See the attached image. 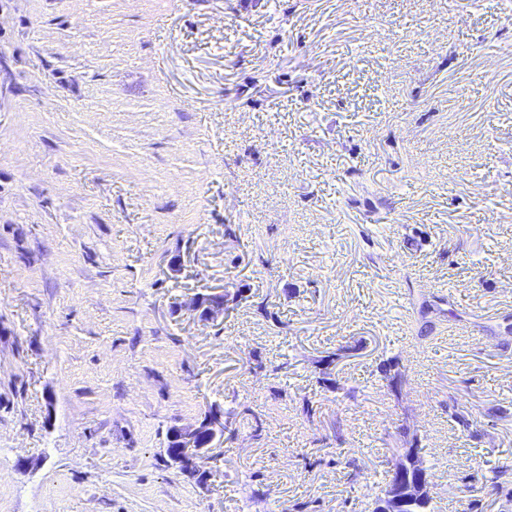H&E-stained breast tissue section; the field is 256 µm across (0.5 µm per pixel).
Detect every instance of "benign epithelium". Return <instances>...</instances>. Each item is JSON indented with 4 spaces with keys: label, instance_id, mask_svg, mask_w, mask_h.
Instances as JSON below:
<instances>
[{
    "label": "benign epithelium",
    "instance_id": "1",
    "mask_svg": "<svg viewBox=\"0 0 512 512\" xmlns=\"http://www.w3.org/2000/svg\"><path fill=\"white\" fill-rule=\"evenodd\" d=\"M189 307L209 318L224 310V296H197ZM224 413L215 410L198 424L191 427H174V438L184 460H200L216 447V435L224 432ZM391 475L395 481L387 482L386 488L376 502L375 512H410V507H418L424 512L430 497L428 471L421 462L419 450H402L393 465Z\"/></svg>",
    "mask_w": 512,
    "mask_h": 512
}]
</instances>
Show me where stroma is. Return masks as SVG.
I'll list each match as a JSON object with an SVG mask.
<instances>
[{"label":"stroma","instance_id":"stroma-1","mask_svg":"<svg viewBox=\"0 0 512 512\" xmlns=\"http://www.w3.org/2000/svg\"><path fill=\"white\" fill-rule=\"evenodd\" d=\"M408 436L512 512V0H0V512H372ZM224 414L220 410H214L210 415L204 418L198 424L191 427H174V438L179 448L180 458L195 460L206 458L211 448H215L216 435L224 433ZM208 435L205 443L202 441V435Z\"/></svg>","mask_w":512,"mask_h":512}]
</instances>
